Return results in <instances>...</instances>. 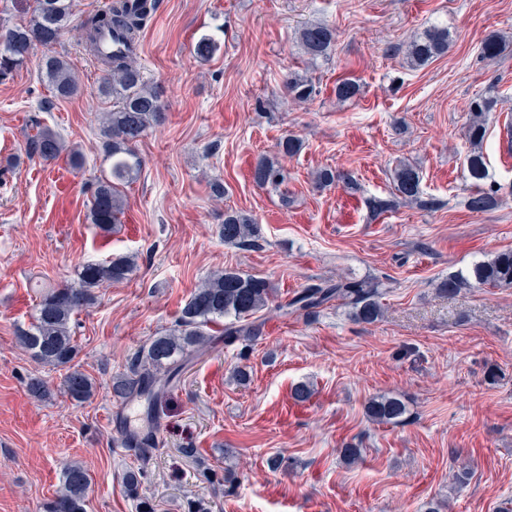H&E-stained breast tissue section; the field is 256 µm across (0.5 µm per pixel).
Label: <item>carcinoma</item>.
Segmentation results:
<instances>
[{
  "label": "carcinoma",
  "instance_id": "1",
  "mask_svg": "<svg viewBox=\"0 0 512 512\" xmlns=\"http://www.w3.org/2000/svg\"><path fill=\"white\" fill-rule=\"evenodd\" d=\"M156 9L157 0H136L133 5L128 4V0H112L106 10L77 21L73 18L72 0H33L26 22L11 26L0 24V80H6L23 67L37 47L48 48L59 43L73 26L79 28L81 39L96 56L99 55V38L106 31L118 33L122 39L134 43ZM298 40L303 53L315 61L327 56L333 31L322 23L306 25L299 31ZM448 46V29L433 25L410 42L408 63L420 67L448 52ZM216 50L217 44L209 35L201 36L195 45V55L204 60ZM100 62L104 69L99 92L112 99V111L105 113L102 121L105 151L112 158V166L110 176L92 183L91 221L100 231L108 233L123 213L122 186L135 179L141 170L136 145L161 121L164 104L160 90L145 82L135 56L113 54L100 58ZM41 69L50 98L39 105V111L46 112L53 101L71 99L81 92L65 57L47 54L42 59ZM284 88L297 103L308 102L317 94L312 79L299 74L289 76ZM496 104V97L491 95L474 99L470 104V118L462 131V137L469 144L468 178L474 186L468 205L477 212L493 210L502 203L494 186L484 187L488 178L483 153L486 117ZM64 153L72 166H82L80 152L66 149L52 130L39 127L27 136L25 155L30 160L53 161ZM251 177L261 188H276L281 184L283 172L277 162L260 157L251 170ZM339 182L350 189L354 186L349 175L329 168L317 171L314 176L318 187ZM393 183L397 197L411 202L418 200L421 176L415 166L406 163L396 166ZM256 234V222L250 215L234 210L224 212V222L219 228L224 243L250 248L257 242ZM130 271V258L120 255L82 265L76 281L50 286L40 292L34 322L17 336L19 345L35 360L65 370L63 391L77 403L90 400L95 385L75 364L79 347L73 336L72 317L96 302L99 288L125 280ZM502 287H512V249L478 261L464 273L448 276L439 283L438 290L455 296L465 288ZM272 293L273 288L264 278L243 276L233 270L212 273L193 291L174 328L153 337L131 362L128 371L113 381V394L123 402L140 403L145 421L153 426L158 424L162 403L178 382L187 353L207 348L218 330L228 337L256 341L261 335L262 323L255 320V314L268 307ZM381 295L374 282L340 278L311 283L278 309L313 317L318 309L336 301L348 307L352 320L372 323L384 316ZM405 413V403L394 396L382 395L371 399L367 405V415L376 424L398 423ZM124 440L143 460L154 449L151 430L127 431ZM140 484V472H126L127 495L139 501V512H154L150 501L140 496ZM89 486L87 471L78 463L68 464L63 470L62 487L47 503L45 512H85Z\"/></svg>",
  "mask_w": 512,
  "mask_h": 512
}]
</instances>
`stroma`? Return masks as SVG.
Returning <instances> with one entry per match:
<instances>
[{"label":"stroma","instance_id":"1","mask_svg":"<svg viewBox=\"0 0 512 512\" xmlns=\"http://www.w3.org/2000/svg\"><path fill=\"white\" fill-rule=\"evenodd\" d=\"M140 36L138 62L167 105L165 120L137 145L143 160L124 190L111 232L88 219L90 185L109 175L100 136L112 101L100 95L102 64L64 35L82 92L39 111L49 94L37 48L0 81V512H43L61 487L64 466L91 477L86 512H139L124 474L141 473L140 494L156 512H189L205 497L209 512H498L512 499V288L438 293V283L512 248V0H159ZM328 24L327 58L307 66L297 31ZM447 26V53L408 66L409 41L428 26ZM219 50L196 57V40ZM503 36L494 60L482 48ZM308 72L318 93L289 101L283 84ZM359 91L339 99L336 85ZM499 99L487 116L483 152L502 187L497 209L470 211L468 146L462 130L478 95ZM58 132L85 159L28 160L33 123ZM301 152L280 153L285 135ZM265 156L282 166L279 189L258 188L250 169ZM407 162L422 177L421 199L373 214L367 202L393 197L394 168ZM350 173L348 189H323L316 171ZM222 181L216 198L213 181ZM434 207H427V200ZM257 219L255 247L224 244L225 209ZM123 255L135 262L124 281L101 289L72 328L80 369L95 384L90 401H72L62 371L34 361L18 342L42 288L75 279L86 261ZM267 279L273 310H262L259 340L216 338L192 354L168 394L155 447L140 460L125 447L124 405L112 380L134 354L173 328L191 293L214 271ZM378 283L385 307L373 324L333 305L316 317L282 314L311 283L338 276ZM40 379L48 399L28 385ZM314 394L295 405L293 387ZM393 394L409 408L398 425L366 416L370 398ZM361 448L346 464L344 445ZM232 459H225V449ZM280 457L282 466L268 461ZM471 476L457 485L461 467ZM236 478L225 483V469Z\"/></svg>","mask_w":512,"mask_h":512}]
</instances>
